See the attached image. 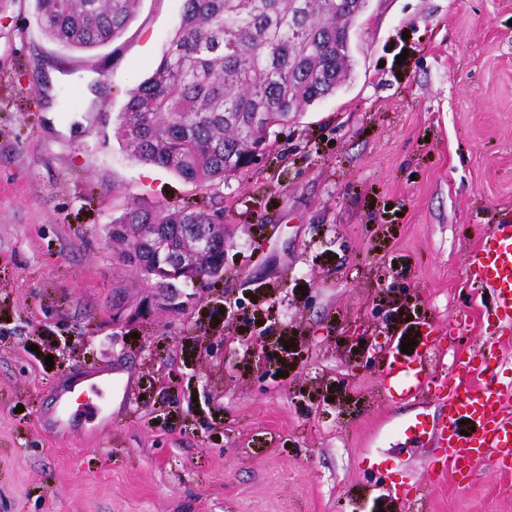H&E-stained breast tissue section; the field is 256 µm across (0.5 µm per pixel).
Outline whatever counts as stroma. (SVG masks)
<instances>
[{
    "instance_id": "stroma-1",
    "label": "stroma",
    "mask_w": 512,
    "mask_h": 512,
    "mask_svg": "<svg viewBox=\"0 0 512 512\" xmlns=\"http://www.w3.org/2000/svg\"><path fill=\"white\" fill-rule=\"evenodd\" d=\"M178 19V0H141L83 52L42 34L34 0L0 10V512H512V471L490 463L411 504L359 465L424 470L426 439L391 427L438 413L472 349L512 381V333L468 265L512 222V0H368L347 84L211 186L117 139ZM213 200L215 285L171 300L119 260L127 206ZM386 339L439 357L416 401L372 359ZM95 369L119 375L111 421L46 433L64 382Z\"/></svg>"
}]
</instances>
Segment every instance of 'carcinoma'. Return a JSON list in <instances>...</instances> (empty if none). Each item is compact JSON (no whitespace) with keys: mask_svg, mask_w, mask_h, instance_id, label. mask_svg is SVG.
Returning a JSON list of instances; mask_svg holds the SVG:
<instances>
[{"mask_svg":"<svg viewBox=\"0 0 512 512\" xmlns=\"http://www.w3.org/2000/svg\"><path fill=\"white\" fill-rule=\"evenodd\" d=\"M40 29L92 51L119 39L140 0H35ZM366 0H181L179 23L153 74L118 115L130 157L207 185L269 151V131L336 93L353 70L351 30ZM222 210L188 203L130 207L112 225L141 224L176 256L190 234L224 257ZM153 288H173L139 246Z\"/></svg>","mask_w":512,"mask_h":512,"instance_id":"1","label":"carcinoma"}]
</instances>
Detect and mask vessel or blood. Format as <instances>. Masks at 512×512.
I'll use <instances>...</instances> for the list:
<instances>
[{
	"label": "vessel or blood",
	"mask_w": 512,
	"mask_h": 512,
	"mask_svg": "<svg viewBox=\"0 0 512 512\" xmlns=\"http://www.w3.org/2000/svg\"><path fill=\"white\" fill-rule=\"evenodd\" d=\"M472 264L492 290L502 323L512 329V223L494 225L475 249ZM486 369L480 353L460 360L457 381L442 385L447 393L446 414L435 417L422 411L402 425L403 434L433 439L438 452L427 462V470L457 474L462 464L484 462L503 470L512 468V412L504 411V393L494 381L478 382V375ZM465 420L470 421L472 433L460 432ZM362 462L391 471L394 486L404 491L418 487L416 476L395 467L391 459L366 456Z\"/></svg>",
	"instance_id": "1"
}]
</instances>
